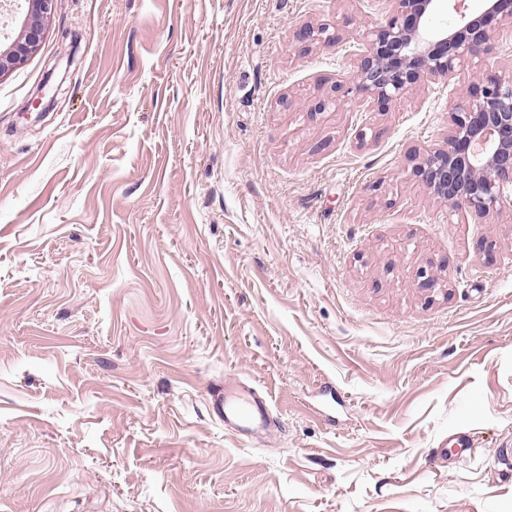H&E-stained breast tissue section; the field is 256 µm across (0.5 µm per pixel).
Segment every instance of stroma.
Masks as SVG:
<instances>
[{
    "label": "stroma",
    "instance_id": "obj_1",
    "mask_svg": "<svg viewBox=\"0 0 512 512\" xmlns=\"http://www.w3.org/2000/svg\"><path fill=\"white\" fill-rule=\"evenodd\" d=\"M389 9L58 0L0 78V512H512V209L410 160L472 68L310 109ZM327 27H317L315 28L310 24H303L297 32V41L305 44V47H313L314 45L320 43H333L339 40V36L335 34H328ZM214 408L224 415V428L246 435H259L270 422V405L245 385L224 383L213 394Z\"/></svg>",
    "mask_w": 512,
    "mask_h": 512
}]
</instances>
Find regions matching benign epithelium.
I'll return each instance as SVG.
<instances>
[{
  "mask_svg": "<svg viewBox=\"0 0 512 512\" xmlns=\"http://www.w3.org/2000/svg\"><path fill=\"white\" fill-rule=\"evenodd\" d=\"M57 0H19L25 8L20 32L0 40V77L23 66L40 50ZM391 15L368 34L348 80L336 91L380 111L436 78H452L512 29V0H482L473 11L467 0H449L459 16L451 30L427 35L423 23L438 0H387ZM339 36L327 27L302 25L297 41L310 48ZM414 173L430 194L486 217L498 213L512 189V69L473 71L448 112L444 143L417 157Z\"/></svg>",
  "mask_w": 512,
  "mask_h": 512,
  "instance_id": "benign-epithelium-1",
  "label": "benign epithelium"
}]
</instances>
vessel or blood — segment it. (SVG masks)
Here are the masks:
<instances>
[{"instance_id":"b4317fda","label":"vessel or blood","mask_w":512,"mask_h":512,"mask_svg":"<svg viewBox=\"0 0 512 512\" xmlns=\"http://www.w3.org/2000/svg\"><path fill=\"white\" fill-rule=\"evenodd\" d=\"M213 405L227 428L246 435L259 434L270 420V405L245 385H225L213 394Z\"/></svg>"}]
</instances>
